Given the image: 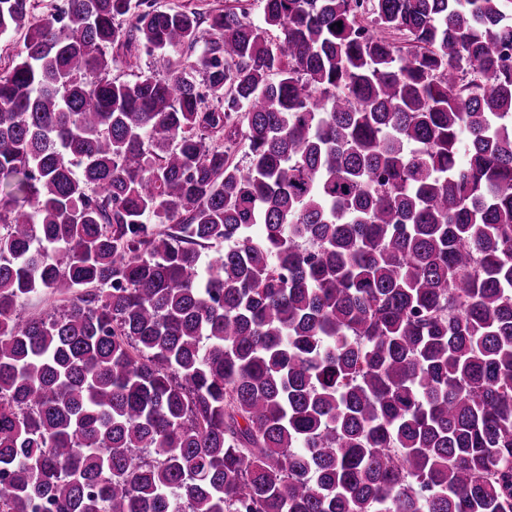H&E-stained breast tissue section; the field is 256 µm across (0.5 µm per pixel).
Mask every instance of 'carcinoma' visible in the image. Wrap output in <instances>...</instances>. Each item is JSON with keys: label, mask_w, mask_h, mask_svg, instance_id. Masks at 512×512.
<instances>
[{"label": "carcinoma", "mask_w": 512, "mask_h": 512, "mask_svg": "<svg viewBox=\"0 0 512 512\" xmlns=\"http://www.w3.org/2000/svg\"><path fill=\"white\" fill-rule=\"evenodd\" d=\"M260 8L0 0V512H512V0Z\"/></svg>", "instance_id": "carcinoma-1"}]
</instances>
